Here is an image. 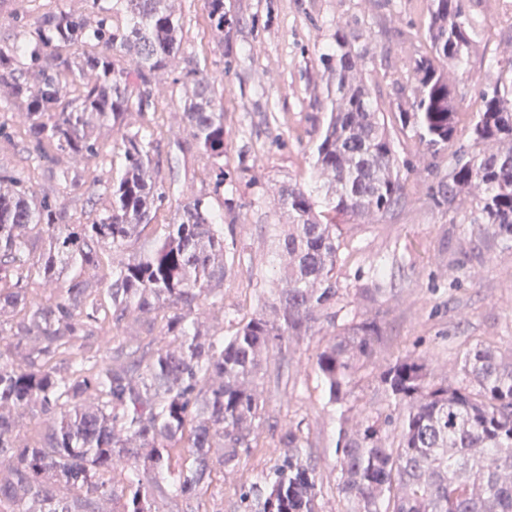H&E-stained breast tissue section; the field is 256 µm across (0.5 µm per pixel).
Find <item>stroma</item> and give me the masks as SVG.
Segmentation results:
<instances>
[{"mask_svg":"<svg viewBox=\"0 0 512 512\" xmlns=\"http://www.w3.org/2000/svg\"><path fill=\"white\" fill-rule=\"evenodd\" d=\"M170 7L181 28L180 46L154 75L146 115L131 112L118 132L101 129L99 162L70 160L79 179L60 184L32 149L20 103L0 112L6 129L0 172L57 199L68 223L86 224L108 204L102 189L112 178L113 146L122 133L151 125L167 215L200 198L224 216V303L207 306L202 319L210 331L230 336L275 286L269 227L286 221L274 204L276 189L297 182L317 203L325 201L313 164L331 104L318 58L335 50L337 25L346 24L355 36L362 74L387 113L413 60L430 51L427 0H224L238 23L221 34L209 26L208 0H170ZM59 10L86 13L90 0H0V48H11L42 15ZM471 17L478 36L467 63L445 68L463 127L479 105L474 74L490 59H512V0H471ZM191 69L214 77L223 107L224 155L215 160L191 145L185 129L181 79ZM388 127L404 195L387 214L343 223L336 323L380 324L375 366L397 354L423 353L437 375L453 382L466 346L479 342L512 354V246L477 234L472 195H447L452 149L430 156L398 122ZM329 338L319 326L290 342L287 360L270 355L261 445L242 454L235 474L215 476L201 497L202 512H239L237 484L271 469L280 437L291 426L300 427L317 464L318 512H342L335 454L339 414L327 404L312 366Z\"/></svg>","mask_w":512,"mask_h":512,"instance_id":"35a3bbf8","label":"stroma"}]
</instances>
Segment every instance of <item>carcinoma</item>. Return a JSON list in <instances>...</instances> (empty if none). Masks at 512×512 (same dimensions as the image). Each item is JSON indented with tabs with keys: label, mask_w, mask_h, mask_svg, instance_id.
<instances>
[{
	"label": "carcinoma",
	"mask_w": 512,
	"mask_h": 512,
	"mask_svg": "<svg viewBox=\"0 0 512 512\" xmlns=\"http://www.w3.org/2000/svg\"><path fill=\"white\" fill-rule=\"evenodd\" d=\"M431 54L414 59L410 84L398 86L401 127L436 156L459 144L448 195L479 186L478 232L512 243V60L492 59L477 76L480 105L460 142L455 95L443 73L475 43L467 0H428ZM212 30L236 23L224 0H209ZM180 27L167 0H112V14L52 12L33 35L0 50V70L21 56L38 68L33 92L20 81L14 97L27 100L34 148L72 183L65 158L99 155L97 130L118 128L126 114H144L151 78L178 48ZM100 50L71 58L52 55L58 42ZM136 58L128 70L111 59ZM361 54L336 29V53L319 57L331 96L329 121L316 146L314 168L325 178L327 210L295 183L279 189L288 224L276 235L273 259L282 287L267 307L224 338L201 329L197 312L217 296L228 268L222 218L200 198L187 201L152 248L120 261L106 288L97 287L106 254L124 249L158 218L167 198L157 180L151 140L124 134L110 165L121 175L106 187L108 206L90 224H68L64 210L18 178L0 173V340H16L19 357L0 351V512H159L150 482L169 479L173 492L194 501L212 483L215 465L234 471L240 451L258 445L263 365L270 353L315 326L336 327L337 218L384 214L403 195L398 157L384 112L357 77ZM86 70L84 87L60 112L58 76ZM184 118L192 144L209 158L224 156V112L208 76L191 70ZM47 248L34 257L32 239ZM75 268L68 284L44 302L27 300L35 278L54 282L57 264ZM106 293L110 308L98 296ZM20 310V320L2 313ZM153 340L131 338L88 358L81 340L94 325L120 329L131 315L162 310ZM381 339L374 320L341 328L319 349L314 368L342 424L336 441L342 512H512V359L475 344L460 359L463 382L436 379L423 354L398 355L376 373L385 407L377 415L347 416L350 386ZM71 373L62 374L59 358ZM44 418L41 442L20 439L34 409ZM283 452L266 476L238 488L240 512H316L317 467L304 452L300 428L281 439ZM223 449L215 461L211 449Z\"/></svg>",
	"instance_id": "obj_1"
}]
</instances>
